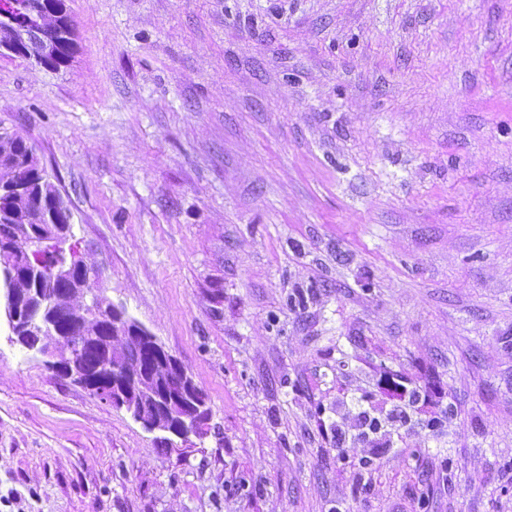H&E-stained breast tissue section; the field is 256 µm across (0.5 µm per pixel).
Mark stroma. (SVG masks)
Segmentation results:
<instances>
[{
  "instance_id": "stroma-1",
  "label": "stroma",
  "mask_w": 512,
  "mask_h": 512,
  "mask_svg": "<svg viewBox=\"0 0 512 512\" xmlns=\"http://www.w3.org/2000/svg\"><path fill=\"white\" fill-rule=\"evenodd\" d=\"M64 4L0 129L210 430L161 444L1 322L0 512H512V0ZM21 13L25 14L23 17H18L14 22L17 26V31L19 33L20 40H16L12 43L11 53L24 56V57H38L46 59L48 56L53 55V48L59 41V39L65 38H73V25L68 16H64L63 11H56L54 13L55 17H59L60 20L58 22V27L53 29L41 28L40 37L38 40L34 42H28L25 39V31L27 27L30 25L29 23V14L24 13L21 10ZM40 28L38 25L31 26L27 31V37L32 40L38 37V33ZM73 43L70 41L63 42L59 44L55 48V53L52 56L51 65L53 67H59L60 65L66 64L72 55Z\"/></svg>"
}]
</instances>
